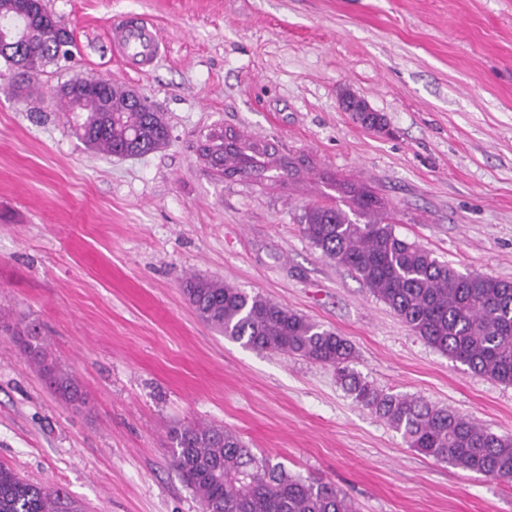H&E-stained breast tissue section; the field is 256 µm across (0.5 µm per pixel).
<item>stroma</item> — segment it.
Instances as JSON below:
<instances>
[{
  "label": "stroma",
  "instance_id": "stroma-1",
  "mask_svg": "<svg viewBox=\"0 0 512 512\" xmlns=\"http://www.w3.org/2000/svg\"><path fill=\"white\" fill-rule=\"evenodd\" d=\"M73 34L30 98L0 60V463L79 512H202L168 448L210 423L358 512H512V483L408 448L333 368L222 336L181 290L219 278L351 342L377 387L512 436V385L415 336L302 233L306 206L354 184L396 234L463 273L512 280V0H44ZM163 47L147 73L112 49L137 18ZM139 91L169 145L136 158L84 144L57 89L73 75ZM354 95L383 114L365 129ZM294 162L228 177L197 151L213 132ZM34 321L80 382L48 387L9 329Z\"/></svg>",
  "mask_w": 512,
  "mask_h": 512
}]
</instances>
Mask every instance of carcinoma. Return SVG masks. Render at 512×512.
Listing matches in <instances>:
<instances>
[{
    "instance_id": "obj_1",
    "label": "carcinoma",
    "mask_w": 512,
    "mask_h": 512,
    "mask_svg": "<svg viewBox=\"0 0 512 512\" xmlns=\"http://www.w3.org/2000/svg\"><path fill=\"white\" fill-rule=\"evenodd\" d=\"M27 50L0 58L22 77L67 59L50 41L49 24L25 21ZM59 99L69 112H83V141L109 156H142L166 146L169 129L149 103L136 108L119 88ZM201 156L229 175L289 173L293 162L273 159L266 145L238 136L210 134ZM353 215L340 207L305 209L301 230L322 255L346 267L417 336L438 352L481 376L512 384V281L461 273L429 251L399 237L386 222L380 200L353 186ZM183 292L198 317L224 336L259 351L327 364L354 403L385 419L408 447L436 461L512 482V437L494 434L446 407L384 392L352 368V344L287 306L250 294L218 278L189 275ZM22 352L44 374L49 388L70 402L83 401L80 383L48 361L40 327L15 328ZM170 457L200 499L204 512H357L349 496L319 479L294 477L246 448L234 432L212 424L174 426ZM0 512H69L56 491L28 483L0 464Z\"/></svg>"
}]
</instances>
